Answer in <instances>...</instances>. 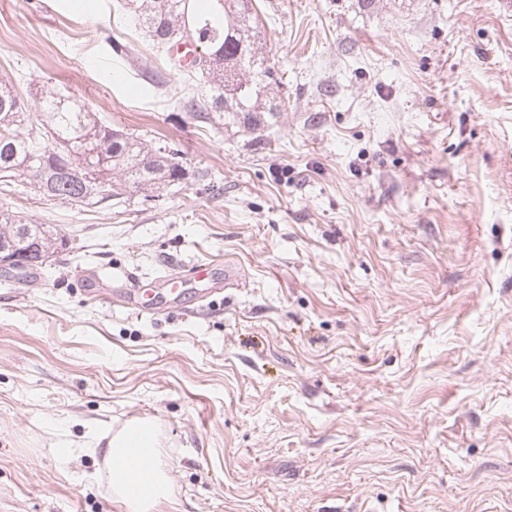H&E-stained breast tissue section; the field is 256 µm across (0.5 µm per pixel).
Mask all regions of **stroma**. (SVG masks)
I'll return each instance as SVG.
<instances>
[{
  "instance_id": "35a3bbf8",
  "label": "stroma",
  "mask_w": 512,
  "mask_h": 512,
  "mask_svg": "<svg viewBox=\"0 0 512 512\" xmlns=\"http://www.w3.org/2000/svg\"><path fill=\"white\" fill-rule=\"evenodd\" d=\"M118 2L0 0V81L210 184L0 190L69 239L29 285L0 269V512H121L96 437L133 419L158 512H512V0H256L257 125L188 119L202 83Z\"/></svg>"
}]
</instances>
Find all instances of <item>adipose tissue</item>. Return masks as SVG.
Listing matches in <instances>:
<instances>
[{
    "mask_svg": "<svg viewBox=\"0 0 512 512\" xmlns=\"http://www.w3.org/2000/svg\"><path fill=\"white\" fill-rule=\"evenodd\" d=\"M108 479L124 512H154L171 496L160 458L156 427L135 420L112 434L107 442Z\"/></svg>",
    "mask_w": 512,
    "mask_h": 512,
    "instance_id": "obj_1",
    "label": "adipose tissue"
}]
</instances>
